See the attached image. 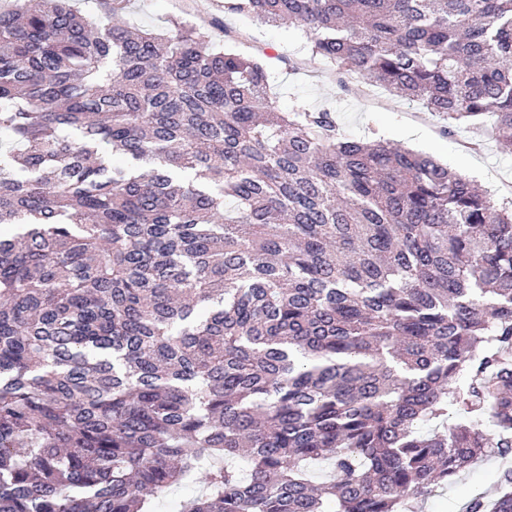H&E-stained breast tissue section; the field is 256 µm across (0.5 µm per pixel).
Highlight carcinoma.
<instances>
[{
    "label": "carcinoma",
    "mask_w": 512,
    "mask_h": 512,
    "mask_svg": "<svg viewBox=\"0 0 512 512\" xmlns=\"http://www.w3.org/2000/svg\"><path fill=\"white\" fill-rule=\"evenodd\" d=\"M0 10V512H512V202L278 110L263 58ZM512 146V0H224ZM498 463L485 461L464 473L448 488L439 489L425 504V512H463L473 491L491 494L495 489Z\"/></svg>",
    "instance_id": "obj_1"
}]
</instances>
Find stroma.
<instances>
[{"label": "stroma", "instance_id": "stroma-1", "mask_svg": "<svg viewBox=\"0 0 512 512\" xmlns=\"http://www.w3.org/2000/svg\"><path fill=\"white\" fill-rule=\"evenodd\" d=\"M215 0H129L121 19L143 30L161 33L170 20L184 18L209 28L215 40L225 32L245 34L241 52L274 50L269 74L271 91L280 111L296 107L334 110L342 132L354 140L381 139L397 147L419 151L447 165L449 170L474 180L497 200H505V185H512V152L501 150L490 126L462 130L452 137L439 133L441 119L419 103L391 95L381 88L369 96L340 88L329 65L311 57L302 32L270 25L256 17L227 13ZM498 464L485 461L464 473L448 488L439 490L425 512H463L473 492L492 493Z\"/></svg>", "mask_w": 512, "mask_h": 512}]
</instances>
